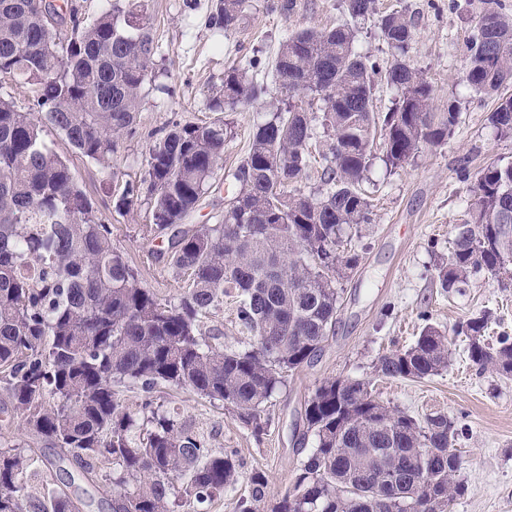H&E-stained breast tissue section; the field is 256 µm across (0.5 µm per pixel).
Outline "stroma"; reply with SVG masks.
<instances>
[{
	"mask_svg": "<svg viewBox=\"0 0 512 512\" xmlns=\"http://www.w3.org/2000/svg\"><path fill=\"white\" fill-rule=\"evenodd\" d=\"M253 0L239 28L229 34L211 29V0H146L153 23L156 53L132 132L123 136L109 168L76 153L53 129L44 139L69 164L77 181L112 229V245L139 273L142 284L160 298L176 297L186 277L169 271L158 257L166 238L149 230L150 207L139 199L117 209L126 182L145 177L146 157L153 136L172 123L228 120L236 136L224 148L219 176L190 218L192 224L216 223L233 190L224 172L245 154L252 127L263 121L277 96L223 113L211 111L210 101L224 83L225 72L251 61L259 77L270 73L288 34L307 28H330L345 21L342 0ZM379 11L405 9L414 20L409 56L433 88L432 109L446 111L456 104L459 122L442 145L426 146L398 169L375 159L364 184L373 203L372 221L363 225L367 251L358 267L339 281L342 304L335 333L314 361L289 376L286 386L265 406L268 424L261 435L193 391L163 388L159 403L208 438L212 447L235 451L239 480L215 501L211 512H238L239 499L249 497L253 473L267 479L266 496H280L293 482L305 458L299 447L304 431V404L328 377L371 380L384 404L416 417L443 413L462 426L457 450L463 464L458 478L466 491L454 512H512V377L472 367L463 337L451 338L446 370L420 381L383 379L373 364L389 350L412 345L425 323L452 331L480 311L491 314V336H512V283L473 278L462 292H446L434 277V266L447 257L455 227L467 219L470 184L461 167L478 172L486 165L512 161V139L496 137L488 123L496 99L470 93L463 81L468 42L476 31L481 0H377ZM0 443L16 445L34 460L54 459V482L79 495L86 512H111L112 488L103 479L88 480L57 451L31 434L24 417L0 391Z\"/></svg>",
	"mask_w": 512,
	"mask_h": 512,
	"instance_id": "stroma-1",
	"label": "stroma"
}]
</instances>
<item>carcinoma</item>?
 <instances>
[{"instance_id": "1", "label": "carcinoma", "mask_w": 512, "mask_h": 512, "mask_svg": "<svg viewBox=\"0 0 512 512\" xmlns=\"http://www.w3.org/2000/svg\"><path fill=\"white\" fill-rule=\"evenodd\" d=\"M34 0H0V80L31 87L36 110L19 112L0 97V387L25 427L61 451L88 478L108 470L112 512H209L238 482L235 454L210 447L175 411L158 405L160 385L220 402L260 435V406L310 363L335 331L336 284L359 263L344 244L371 221L362 189L380 139L385 165L403 167L422 147L450 138L453 104L431 111L433 89L408 55L412 19L403 10L378 14L375 0H343L351 23L310 28L281 44L274 75L288 105L250 134L246 157L226 179L234 195L219 224L183 227L208 191L224 146L225 122H177L155 139L142 182L125 184L118 207L147 190L151 230L168 238L167 267L189 276L175 300L141 285L112 245L67 161L47 146L44 131L62 134L79 154L103 166L118 139L132 131L154 55L152 20L140 0H112L86 22L69 8L70 36L57 39ZM463 82L477 94L512 83V13L483 0ZM249 0H213L208 25L235 31ZM374 19L391 51L382 65L358 51L356 24ZM397 96L374 109L379 82ZM268 85L235 67L224 74L212 109L258 100ZM323 104L325 191L297 187L311 166L312 119L301 105ZM489 121L512 138V95L498 99ZM512 270V161L475 175L468 219L448 257L436 265L444 291L483 275L503 281ZM234 300L235 322L248 341L224 345L207 328L212 313ZM489 317L473 315L453 333L465 337L478 370L512 375V338L486 343ZM445 331L425 324L408 348L378 357L379 377L417 381L448 367ZM141 388L129 409L120 389ZM313 446L294 481L267 499L266 477L251 476L240 512H453L465 485L450 452L463 435L442 413L420 421L377 399L372 383L326 378L305 402ZM33 462L0 445V512H30ZM426 471L437 498L408 495ZM42 512H85L86 503L50 482Z\"/></svg>"}]
</instances>
